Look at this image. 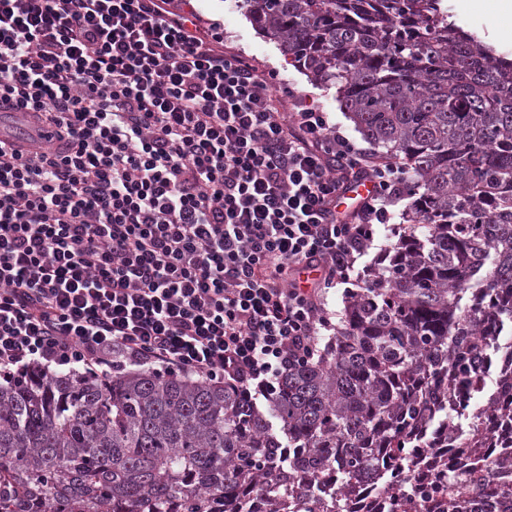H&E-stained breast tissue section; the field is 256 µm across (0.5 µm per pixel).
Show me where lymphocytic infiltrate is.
Returning <instances> with one entry per match:
<instances>
[{"mask_svg": "<svg viewBox=\"0 0 512 512\" xmlns=\"http://www.w3.org/2000/svg\"><path fill=\"white\" fill-rule=\"evenodd\" d=\"M171 0H0V372L133 367L264 393L411 186ZM374 186L352 213L357 181ZM313 276L303 284L302 273Z\"/></svg>", "mask_w": 512, "mask_h": 512, "instance_id": "obj_1", "label": "lymphocytic infiltrate"}]
</instances>
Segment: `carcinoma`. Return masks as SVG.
Returning <instances> with one entry per match:
<instances>
[{
    "label": "carcinoma",
    "instance_id": "carcinoma-1",
    "mask_svg": "<svg viewBox=\"0 0 512 512\" xmlns=\"http://www.w3.org/2000/svg\"><path fill=\"white\" fill-rule=\"evenodd\" d=\"M284 57L336 88L381 154L412 177L410 230L348 293L336 336L264 402L153 370L0 379V512H512V459L414 485L424 433L481 456L483 337L512 333V62L445 0H237ZM476 392L480 412L448 407Z\"/></svg>",
    "mask_w": 512,
    "mask_h": 512
}]
</instances>
